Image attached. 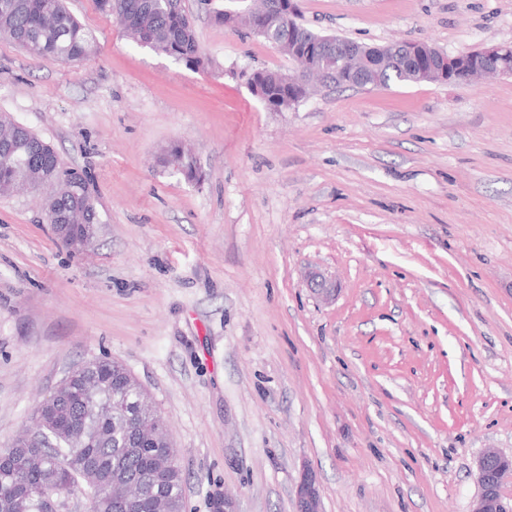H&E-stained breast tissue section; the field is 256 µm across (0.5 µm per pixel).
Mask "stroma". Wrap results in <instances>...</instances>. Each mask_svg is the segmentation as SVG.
<instances>
[{"label": "stroma", "instance_id": "obj_1", "mask_svg": "<svg viewBox=\"0 0 512 512\" xmlns=\"http://www.w3.org/2000/svg\"><path fill=\"white\" fill-rule=\"evenodd\" d=\"M296 2L369 45L512 42V0ZM66 5L91 55L0 38V113L87 173L101 226L76 254L41 195H0V448L108 356L164 417L186 512H297L306 472L323 512H471L479 455L512 452V75L321 85L274 112L248 77L293 61L215 19L246 0H184L196 69ZM175 144L200 183L164 164Z\"/></svg>", "mask_w": 512, "mask_h": 512}]
</instances>
